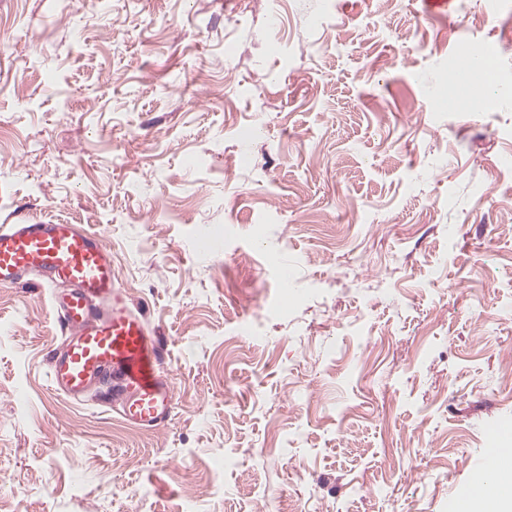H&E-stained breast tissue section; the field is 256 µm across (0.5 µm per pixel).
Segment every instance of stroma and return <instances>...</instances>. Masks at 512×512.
<instances>
[{
  "mask_svg": "<svg viewBox=\"0 0 512 512\" xmlns=\"http://www.w3.org/2000/svg\"><path fill=\"white\" fill-rule=\"evenodd\" d=\"M48 220L173 406L50 391L51 290L0 286V512H454L512 434V0H0V225Z\"/></svg>",
  "mask_w": 512,
  "mask_h": 512,
  "instance_id": "35a3bbf8",
  "label": "stroma"
}]
</instances>
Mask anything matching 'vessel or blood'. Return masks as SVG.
<instances>
[{
	"label": "vessel or blood",
	"mask_w": 512,
	"mask_h": 512,
	"mask_svg": "<svg viewBox=\"0 0 512 512\" xmlns=\"http://www.w3.org/2000/svg\"><path fill=\"white\" fill-rule=\"evenodd\" d=\"M29 275L52 287V306L66 328L49 357L52 389L82 402L108 377L125 421L141 429L164 426L173 389L145 315L118 286L101 234L60 222L1 225L0 286ZM511 470L512 455L483 452V486H495Z\"/></svg>",
	"instance_id": "1"
}]
</instances>
